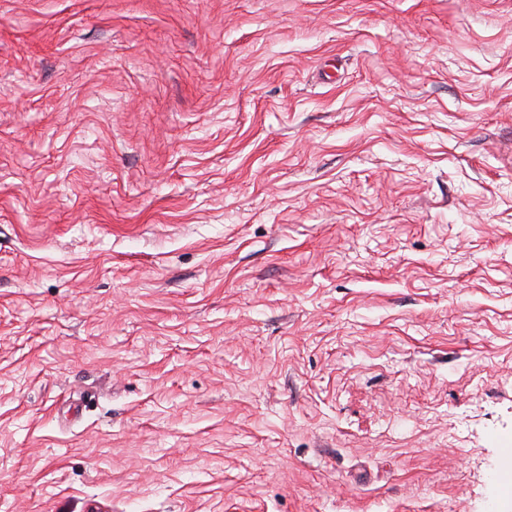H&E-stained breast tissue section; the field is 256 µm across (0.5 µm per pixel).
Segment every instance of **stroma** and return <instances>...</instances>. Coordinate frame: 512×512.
<instances>
[{
  "instance_id": "1",
  "label": "stroma",
  "mask_w": 512,
  "mask_h": 512,
  "mask_svg": "<svg viewBox=\"0 0 512 512\" xmlns=\"http://www.w3.org/2000/svg\"><path fill=\"white\" fill-rule=\"evenodd\" d=\"M512 0H0V512H512Z\"/></svg>"
}]
</instances>
